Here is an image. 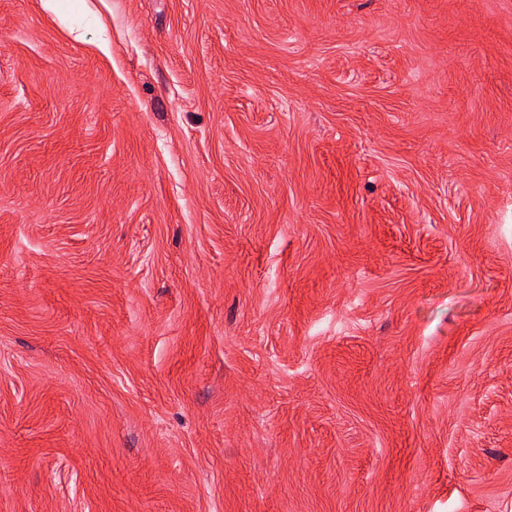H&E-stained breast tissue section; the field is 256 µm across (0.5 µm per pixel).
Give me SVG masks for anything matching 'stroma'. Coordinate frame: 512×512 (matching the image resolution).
Returning <instances> with one entry per match:
<instances>
[{
    "label": "stroma",
    "mask_w": 512,
    "mask_h": 512,
    "mask_svg": "<svg viewBox=\"0 0 512 512\" xmlns=\"http://www.w3.org/2000/svg\"><path fill=\"white\" fill-rule=\"evenodd\" d=\"M87 5L0 0V512H512V0Z\"/></svg>",
    "instance_id": "35a3bbf8"
}]
</instances>
